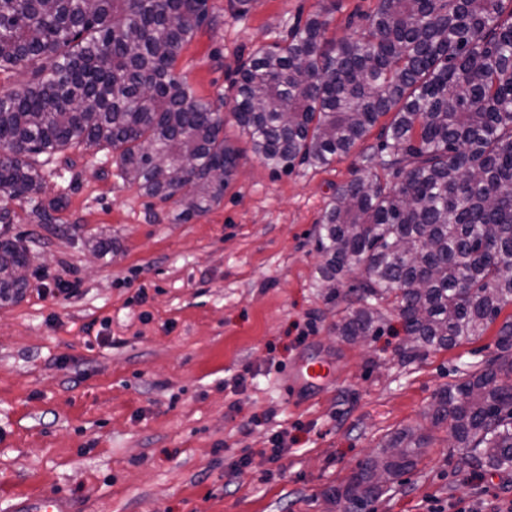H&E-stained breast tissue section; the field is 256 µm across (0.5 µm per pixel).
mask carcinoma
Segmentation results:
<instances>
[{"label": "carcinoma", "instance_id": "1", "mask_svg": "<svg viewBox=\"0 0 512 512\" xmlns=\"http://www.w3.org/2000/svg\"><path fill=\"white\" fill-rule=\"evenodd\" d=\"M330 10L263 44L236 69L238 137L275 170L326 168L370 134L367 171L336 188L317 231L322 287L360 275L336 324L379 331L377 301L402 320L401 357L481 333L512 303V0H379L356 40L326 37ZM208 0H0V72L23 91L0 98V304L27 288L30 264L9 236L13 200L35 202L52 158L79 145L117 154L120 177L150 197H179L189 221L224 197L242 158L224 118L174 67ZM497 352L431 404L467 463L512 470V320ZM426 438L391 436L329 494L365 512L410 472Z\"/></svg>", "mask_w": 512, "mask_h": 512}]
</instances>
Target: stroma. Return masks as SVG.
<instances>
[{
  "instance_id": "obj_1",
  "label": "stroma",
  "mask_w": 512,
  "mask_h": 512,
  "mask_svg": "<svg viewBox=\"0 0 512 512\" xmlns=\"http://www.w3.org/2000/svg\"><path fill=\"white\" fill-rule=\"evenodd\" d=\"M376 4L208 0L175 72L235 137L223 96L241 60L327 5L329 36L357 38ZM377 144L288 173L245 151L221 201L185 223L176 201L124 182L111 152L60 154L40 195L51 223L9 205L31 257L27 288L0 304V512L49 491L76 512H328L327 493L403 428L431 441L371 512H512V472L467 464L429 418L435 394L495 352L498 324L414 361L391 310L377 335L336 333L346 302L319 286L318 224ZM312 361L327 376L289 394Z\"/></svg>"
}]
</instances>
